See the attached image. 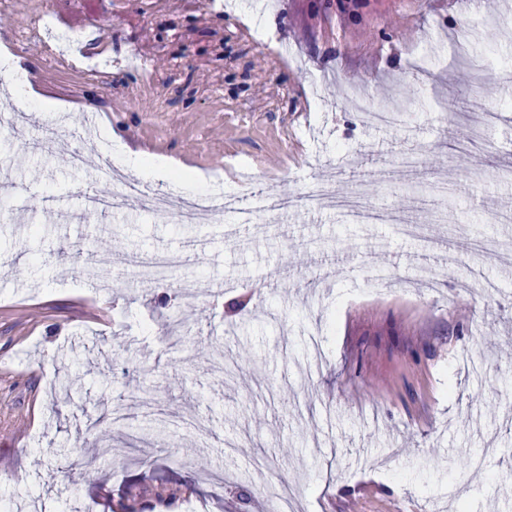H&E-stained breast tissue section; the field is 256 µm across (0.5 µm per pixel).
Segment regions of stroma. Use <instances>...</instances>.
I'll return each mask as SVG.
<instances>
[{
    "mask_svg": "<svg viewBox=\"0 0 512 512\" xmlns=\"http://www.w3.org/2000/svg\"><path fill=\"white\" fill-rule=\"evenodd\" d=\"M42 2L66 47L23 39L33 0L0 4V45L65 111L0 135V512H112L172 471L196 492L152 512H224L242 489L264 512V478L297 486L300 512H512L489 479L512 472V0ZM466 26L481 81L449 54ZM421 52L432 75L409 67ZM357 92L412 105L381 128ZM84 110L252 222L84 212L81 194L112 192L97 145L68 161ZM319 183L399 220L312 205ZM285 197L284 218L256 208ZM166 256L169 289L141 272ZM482 278L501 295L476 297ZM164 300L193 343L166 338ZM80 436L97 470L75 483Z\"/></svg>",
    "mask_w": 512,
    "mask_h": 512,
    "instance_id": "35a3bbf8",
    "label": "stroma"
}]
</instances>
